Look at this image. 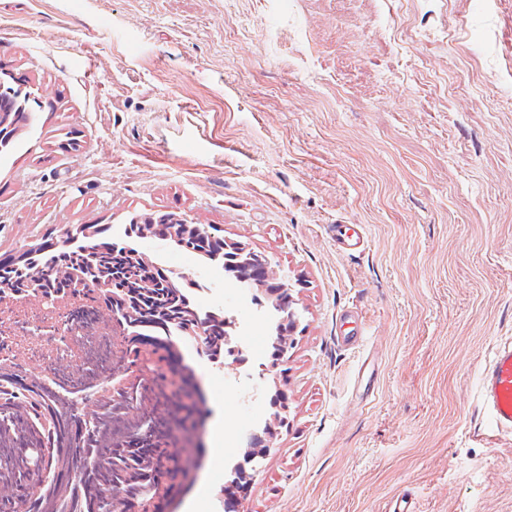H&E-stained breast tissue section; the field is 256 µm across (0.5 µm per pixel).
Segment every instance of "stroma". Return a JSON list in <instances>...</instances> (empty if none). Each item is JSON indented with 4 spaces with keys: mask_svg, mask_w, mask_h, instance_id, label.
<instances>
[{
    "mask_svg": "<svg viewBox=\"0 0 512 512\" xmlns=\"http://www.w3.org/2000/svg\"><path fill=\"white\" fill-rule=\"evenodd\" d=\"M511 67L512 0H0V68L46 106L0 162V257L98 224L235 324L241 357L177 332L179 365L150 364L196 396L157 512H224L237 467L236 512H512V432L479 393L512 340ZM161 214L279 269L287 364L222 261L125 237ZM278 285L280 288V292L285 296V300L282 303V308L287 313L289 321H292L288 327L287 332H284L281 335L276 336L277 345L279 344L282 348V351H280V360H282L288 351V341L297 327V319H294V314H298V312L294 305L298 304V300H295L293 299V297H291V295L288 293V287L285 284L280 283Z\"/></svg>",
    "mask_w": 512,
    "mask_h": 512,
    "instance_id": "stroma-1",
    "label": "stroma"
}]
</instances>
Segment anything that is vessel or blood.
<instances>
[{
	"mask_svg": "<svg viewBox=\"0 0 512 512\" xmlns=\"http://www.w3.org/2000/svg\"><path fill=\"white\" fill-rule=\"evenodd\" d=\"M485 408L498 430L512 432V342L496 345L480 376Z\"/></svg>",
	"mask_w": 512,
	"mask_h": 512,
	"instance_id": "obj_1",
	"label": "vessel or blood"
}]
</instances>
